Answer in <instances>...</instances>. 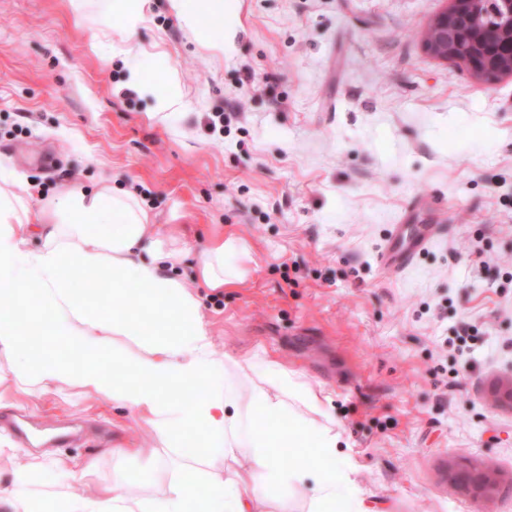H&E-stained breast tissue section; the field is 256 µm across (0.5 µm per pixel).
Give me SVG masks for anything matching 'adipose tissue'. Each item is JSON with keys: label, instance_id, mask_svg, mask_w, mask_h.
I'll return each instance as SVG.
<instances>
[{"label": "adipose tissue", "instance_id": "1", "mask_svg": "<svg viewBox=\"0 0 512 512\" xmlns=\"http://www.w3.org/2000/svg\"><path fill=\"white\" fill-rule=\"evenodd\" d=\"M237 0H171L204 43L223 47ZM26 188L0 192V353L16 358L21 377L51 389L67 383L112 400L151 426L161 443L179 451L192 441L216 461L247 451L248 469L225 478L175 469L157 497H141L124 481L86 495H47L39 485L50 469L72 485L90 474L91 460L62 462L20 457L0 505L8 512H265L269 490L283 493L317 475L311 512H367L335 471L340 436L334 421L317 422L325 395L270 355L246 357L257 376L241 393L230 371L234 360L219 351L197 293L164 267L195 254L197 277L211 289L246 279L251 255L235 238L199 250L173 246L149 222L136 195L121 188L64 190L51 202L46 222L33 226L24 206ZM41 240L27 246L29 234ZM93 287H84L86 279ZM111 298L121 315L96 313ZM133 348L119 344V337ZM292 455L293 465L282 462Z\"/></svg>", "mask_w": 512, "mask_h": 512}]
</instances>
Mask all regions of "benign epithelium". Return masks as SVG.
Returning a JSON list of instances; mask_svg holds the SVG:
<instances>
[{
    "instance_id": "1",
    "label": "benign epithelium",
    "mask_w": 512,
    "mask_h": 512,
    "mask_svg": "<svg viewBox=\"0 0 512 512\" xmlns=\"http://www.w3.org/2000/svg\"><path fill=\"white\" fill-rule=\"evenodd\" d=\"M423 45L431 56L464 66L484 84L512 76V0H449L428 22ZM455 486L489 497L497 487L496 472L461 471Z\"/></svg>"
}]
</instances>
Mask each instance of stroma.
Returning a JSON list of instances; mask_svg holds the SVG:
<instances>
[{"instance_id": "obj_1", "label": "stroma", "mask_w": 512, "mask_h": 512, "mask_svg": "<svg viewBox=\"0 0 512 512\" xmlns=\"http://www.w3.org/2000/svg\"><path fill=\"white\" fill-rule=\"evenodd\" d=\"M106 0H0V188L22 180L31 223L66 189L135 191L160 233L235 237L248 278L198 288L216 345L275 355L323 388L343 476L372 512H512V76L488 86L428 55L444 0H238L224 49L170 0H147L133 38ZM176 80L154 115L127 81ZM224 128L212 127L217 115ZM434 224L409 268L384 270L391 225ZM471 335L459 347L461 328ZM0 484L17 455L93 458L88 487L158 476L114 448L156 447L112 401L21 380L0 355ZM493 464L487 498L452 470ZM130 82L133 85H137L143 91L154 94L156 98L155 112L157 113L168 112L182 103L181 89L175 81H168L164 89L159 91L152 82L141 76L137 68H132L130 70Z\"/></svg>"}]
</instances>
